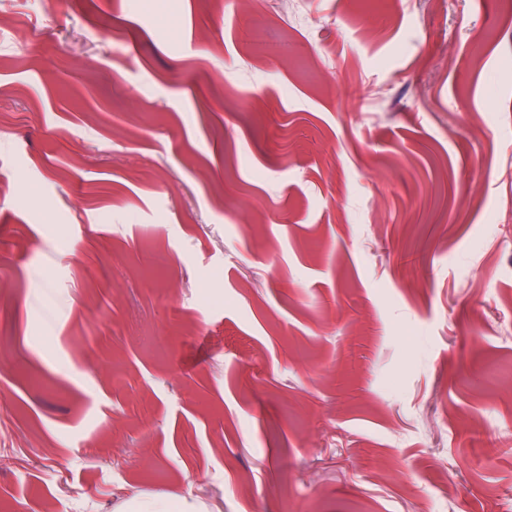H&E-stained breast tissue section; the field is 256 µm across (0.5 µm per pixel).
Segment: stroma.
Returning <instances> with one entry per match:
<instances>
[{"instance_id":"obj_1","label":"stroma","mask_w":512,"mask_h":512,"mask_svg":"<svg viewBox=\"0 0 512 512\" xmlns=\"http://www.w3.org/2000/svg\"><path fill=\"white\" fill-rule=\"evenodd\" d=\"M0 326L7 512H512V17L0 0Z\"/></svg>"}]
</instances>
